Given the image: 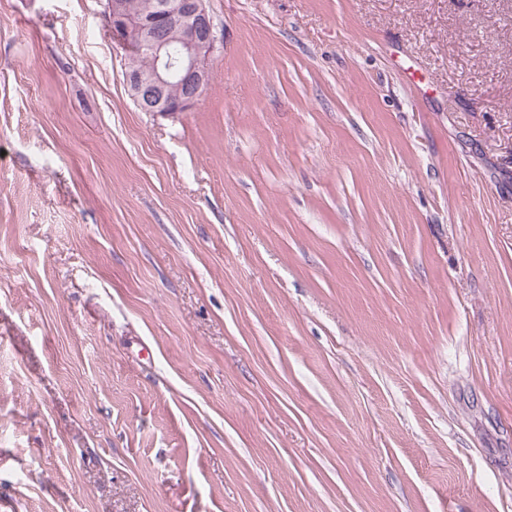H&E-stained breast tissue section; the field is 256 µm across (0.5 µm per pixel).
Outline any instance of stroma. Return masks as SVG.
<instances>
[{
	"mask_svg": "<svg viewBox=\"0 0 512 512\" xmlns=\"http://www.w3.org/2000/svg\"><path fill=\"white\" fill-rule=\"evenodd\" d=\"M207 6L0 0V512H512V0ZM205 1L127 0L131 13L124 0H104V16L118 42L151 58L130 53L129 69L142 71L125 74L140 111L187 112L205 91L210 61L224 42Z\"/></svg>",
	"mask_w": 512,
	"mask_h": 512,
	"instance_id": "35a3bbf8",
	"label": "stroma"
}]
</instances>
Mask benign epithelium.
<instances>
[{"instance_id": "obj_1", "label": "benign epithelium", "mask_w": 512, "mask_h": 512, "mask_svg": "<svg viewBox=\"0 0 512 512\" xmlns=\"http://www.w3.org/2000/svg\"><path fill=\"white\" fill-rule=\"evenodd\" d=\"M103 7L118 42L151 58L150 69L125 74L137 108L163 115L189 111L205 91L210 61L224 42L205 0H144L137 14L126 0H104Z\"/></svg>"}]
</instances>
